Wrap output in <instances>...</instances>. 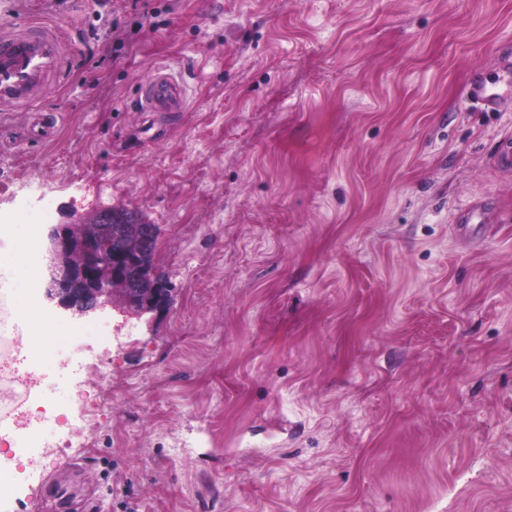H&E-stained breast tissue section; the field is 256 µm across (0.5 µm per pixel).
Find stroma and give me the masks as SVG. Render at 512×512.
<instances>
[{
    "label": "stroma",
    "instance_id": "35a3bbf8",
    "mask_svg": "<svg viewBox=\"0 0 512 512\" xmlns=\"http://www.w3.org/2000/svg\"><path fill=\"white\" fill-rule=\"evenodd\" d=\"M106 2L0 0L67 46L39 113L0 112V224L36 243L12 314L83 349L6 365L0 512H512V100L467 95L512 87V0ZM158 65L198 77L154 122ZM104 206L157 229L150 320L38 288L52 226ZM469 95L472 99L480 101L488 111L499 110L505 101V97L503 95L490 93L484 83L480 80H475L471 83Z\"/></svg>",
    "mask_w": 512,
    "mask_h": 512
}]
</instances>
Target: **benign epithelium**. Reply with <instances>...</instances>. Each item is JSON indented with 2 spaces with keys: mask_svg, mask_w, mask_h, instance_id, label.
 <instances>
[{
  "mask_svg": "<svg viewBox=\"0 0 512 512\" xmlns=\"http://www.w3.org/2000/svg\"><path fill=\"white\" fill-rule=\"evenodd\" d=\"M87 223L107 224L110 231L97 234L79 223L50 232L45 297L80 317L107 305L137 319L167 307L171 290L153 270L154 227L110 207L97 209Z\"/></svg>",
  "mask_w": 512,
  "mask_h": 512,
  "instance_id": "benign-epithelium-1",
  "label": "benign epithelium"
}]
</instances>
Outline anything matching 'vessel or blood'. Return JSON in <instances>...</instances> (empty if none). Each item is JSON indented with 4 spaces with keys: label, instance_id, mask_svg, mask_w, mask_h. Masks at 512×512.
<instances>
[{
    "label": "vessel or blood",
    "instance_id": "vessel-or-blood-1",
    "mask_svg": "<svg viewBox=\"0 0 512 512\" xmlns=\"http://www.w3.org/2000/svg\"><path fill=\"white\" fill-rule=\"evenodd\" d=\"M64 57L65 45L56 29L48 25L29 24L0 37V108L36 111ZM469 95L489 111L499 110L505 101L479 80L471 83ZM188 97L186 79L162 66L142 90L137 105L144 112H182Z\"/></svg>",
    "mask_w": 512,
    "mask_h": 512
}]
</instances>
